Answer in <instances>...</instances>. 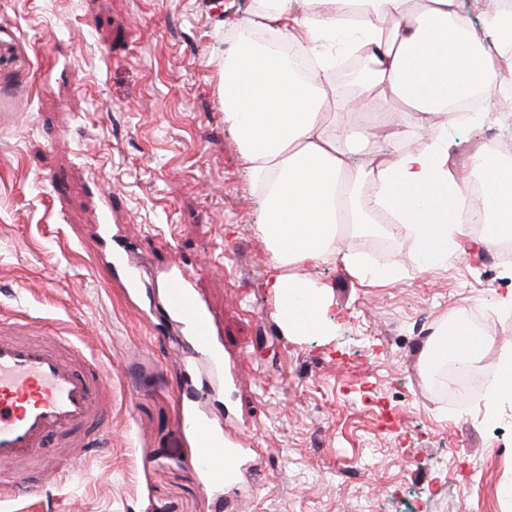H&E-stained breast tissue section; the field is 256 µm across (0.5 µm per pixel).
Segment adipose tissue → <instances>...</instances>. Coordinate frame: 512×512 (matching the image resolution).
Here are the masks:
<instances>
[{
    "label": "adipose tissue",
    "mask_w": 512,
    "mask_h": 512,
    "mask_svg": "<svg viewBox=\"0 0 512 512\" xmlns=\"http://www.w3.org/2000/svg\"><path fill=\"white\" fill-rule=\"evenodd\" d=\"M394 21L378 28L380 15ZM274 31L283 41L303 35L317 56L332 47L370 46L362 90H377L410 111H444L473 80L488 105L483 122L494 121L499 93L512 88V11L485 13L484 37L470 32L459 0H347L344 8L299 11L280 7L262 19L244 17L239 29ZM328 96L324 72L299 78L287 63L262 47L241 41L224 58V125L238 143L251 186L261 199L259 229L273 262L268 283L286 306L284 331L321 328L329 310L323 289H306L288 266L312 264L328 253L338 225L362 223V207L398 212L410 231V248L424 267H442L467 244L488 250L490 238L472 239L450 212L467 203L464 183L451 160L446 124L429 143L398 153L385 166L352 157L374 145L377 135L353 118L349 106L323 117Z\"/></svg>",
    "instance_id": "1"
}]
</instances>
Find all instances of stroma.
Returning a JSON list of instances; mask_svg holds the SVG:
<instances>
[{"label": "stroma", "mask_w": 512, "mask_h": 512, "mask_svg": "<svg viewBox=\"0 0 512 512\" xmlns=\"http://www.w3.org/2000/svg\"><path fill=\"white\" fill-rule=\"evenodd\" d=\"M255 6L0 0V320L22 313L33 332L72 337L112 367L106 449L0 512H219L177 396L201 363L158 296L123 293L102 224L146 277L176 256L193 265L239 355L242 393L203 401L265 450L266 475L240 489L239 512H512V430L443 403L420 333L466 303L489 312L485 358L512 354V309L499 302L512 262L480 251L426 271L405 247L401 278L371 285L339 258L382 271L368 232L340 236L323 263L294 270L328 287L322 330L284 332L261 201L224 127V56ZM400 121L377 161L419 150L438 118L405 110ZM490 129L512 145V104L494 125L449 127L457 165Z\"/></svg>", "instance_id": "stroma-1"}]
</instances>
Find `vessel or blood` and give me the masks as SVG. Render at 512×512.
<instances>
[{"label":"vessel or blood","instance_id":"1","mask_svg":"<svg viewBox=\"0 0 512 512\" xmlns=\"http://www.w3.org/2000/svg\"><path fill=\"white\" fill-rule=\"evenodd\" d=\"M164 287L165 311L181 323L186 343L208 359L221 385L238 389V359L224 349L194 269L171 262ZM9 326L13 335L0 336V488L24 495L59 482L110 439L112 370L69 337L19 338L15 331L22 320ZM199 399L198 392L187 394L183 416L196 440L193 461L220 491L225 512H235L237 491L260 453L216 428L201 412ZM51 438L63 455L46 453Z\"/></svg>","mask_w":512,"mask_h":512}]
</instances>
